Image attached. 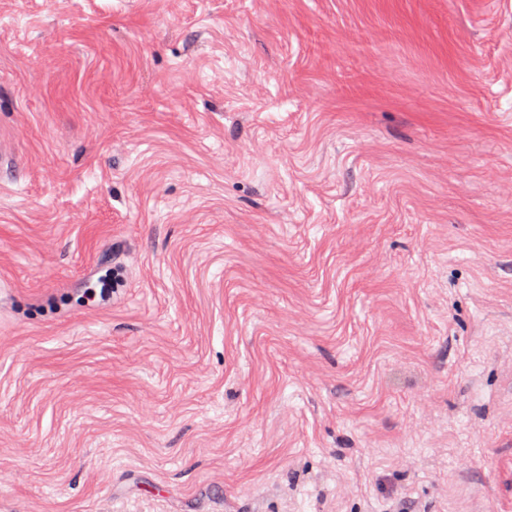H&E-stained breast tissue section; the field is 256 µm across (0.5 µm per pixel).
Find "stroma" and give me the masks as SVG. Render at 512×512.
<instances>
[{
    "label": "stroma",
    "instance_id": "35a3bbf8",
    "mask_svg": "<svg viewBox=\"0 0 512 512\" xmlns=\"http://www.w3.org/2000/svg\"><path fill=\"white\" fill-rule=\"evenodd\" d=\"M0 512H512V0H0Z\"/></svg>",
    "mask_w": 512,
    "mask_h": 512
}]
</instances>
